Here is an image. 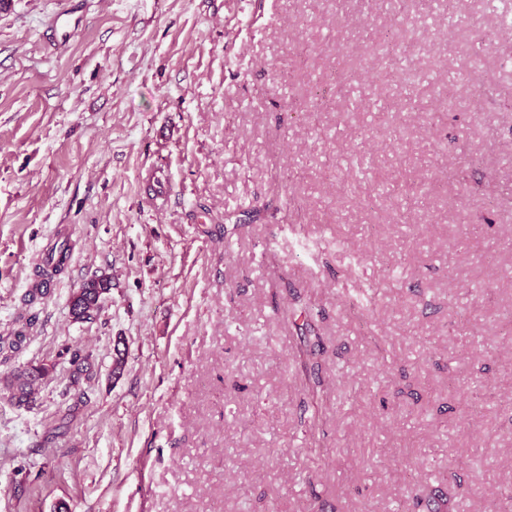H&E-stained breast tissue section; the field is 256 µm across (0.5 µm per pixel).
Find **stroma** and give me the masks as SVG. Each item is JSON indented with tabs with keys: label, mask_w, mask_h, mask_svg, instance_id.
Here are the masks:
<instances>
[{
	"label": "stroma",
	"mask_w": 512,
	"mask_h": 512,
	"mask_svg": "<svg viewBox=\"0 0 512 512\" xmlns=\"http://www.w3.org/2000/svg\"><path fill=\"white\" fill-rule=\"evenodd\" d=\"M497 2L8 0L0 336L38 320L0 379L49 374L0 387V512L512 506ZM399 30L408 81L363 52ZM67 241L54 242L48 248L47 253L43 257V263L36 267V276L40 278L36 288L32 289L27 295V299H24L26 305L30 307L41 300L44 296V291L41 286L46 282L47 278L51 279L54 275L59 274L64 267V264L68 258ZM107 288L108 280L105 276L83 283L71 303L74 317L82 321L93 320L98 310L99 298ZM48 373V369L41 366L14 373L8 385L9 399L18 406H29L35 400L37 384L46 378Z\"/></svg>",
	"instance_id": "35a3bbf8"
}]
</instances>
